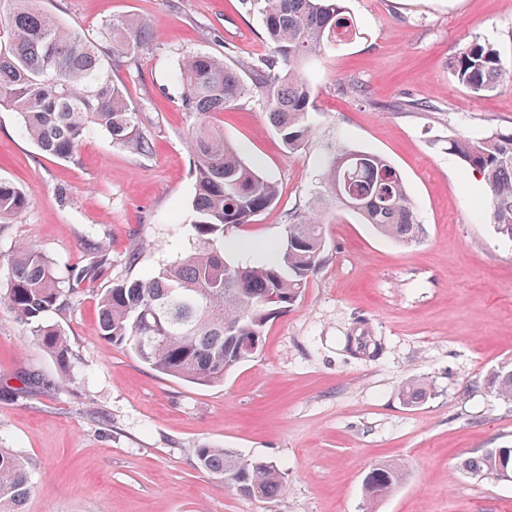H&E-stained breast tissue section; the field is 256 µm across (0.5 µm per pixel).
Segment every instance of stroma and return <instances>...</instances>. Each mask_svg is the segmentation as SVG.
<instances>
[{"label":"stroma","mask_w":512,"mask_h":512,"mask_svg":"<svg viewBox=\"0 0 512 512\" xmlns=\"http://www.w3.org/2000/svg\"><path fill=\"white\" fill-rule=\"evenodd\" d=\"M346 6L362 36L308 63L314 134L298 152L282 148L257 93L218 117L280 189L242 234L281 246L291 213L313 201L341 145L399 170L425 237L402 246L331 212L321 267L267 323L260 353L202 386L107 345L97 303L113 283L191 250L194 119L169 72L193 52L231 62L268 53L262 19L245 0H45L92 37L115 15L154 30L148 49L112 68L153 148L112 146L97 129L75 158L60 160L21 137L17 114L0 107V179L28 199L0 224V295L14 247L36 245L68 300L56 321L75 363L61 375L0 304V448L31 470L25 512H512V481L463 468L485 449L512 447V403L492 384L512 370V241L490 221L483 180L448 151L455 137L512 132V81L479 96L448 68L458 47L478 40L495 45L512 73V0ZM98 253L107 265L77 280ZM365 333L378 354L347 352L348 338ZM415 384L429 396L404 405L402 391ZM204 444L275 462L285 473L281 494L248 498L199 470L194 450ZM395 462L405 466L399 486L367 502L366 473Z\"/></svg>","instance_id":"obj_1"}]
</instances>
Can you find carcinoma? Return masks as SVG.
<instances>
[{"label":"carcinoma","instance_id":"cac0c4a2","mask_svg":"<svg viewBox=\"0 0 512 512\" xmlns=\"http://www.w3.org/2000/svg\"><path fill=\"white\" fill-rule=\"evenodd\" d=\"M344 0H249L262 18L272 54L244 65L260 93L262 111L283 147L296 152L312 135V76L303 65L327 48L360 37ZM151 40L138 16L114 17L96 38L47 13L42 0H0V106L20 117V132L47 154L72 159L87 135L102 129L115 146L149 151L139 115L127 93L112 81L116 57H136ZM456 81L474 93L497 89L507 79L497 49L469 42L449 58ZM184 88L182 107L195 116L188 137L195 195L193 250L167 267L123 280L99 301V336L129 347L144 363L169 377L213 385L252 360L263 346L266 323L288 311L320 268L325 215L336 206L359 216L381 235L403 246L419 243L423 225L399 171L383 155L341 147L321 174L322 192L311 207L295 211L280 248L259 262L231 263L225 244L231 234L278 200L275 182L262 176L224 138L216 118L248 92L239 66L209 53L184 57L170 73ZM448 151L482 176L497 233L512 240V133L448 140ZM28 205L14 183L0 179V223ZM51 354L62 374L73 370L66 337L51 316L68 305L51 262L35 246L18 244L8 262V286L0 297ZM498 396L512 402V371L495 381ZM427 388L402 392L409 406L423 402ZM198 467L240 494L271 499L283 489L276 463L250 459L230 448L194 449ZM488 478L512 474V448H489L466 463ZM403 466L379 465L363 480L370 501L389 496ZM32 491L27 464L0 448V512H24Z\"/></svg>","mask_w":512,"mask_h":512}]
</instances>
